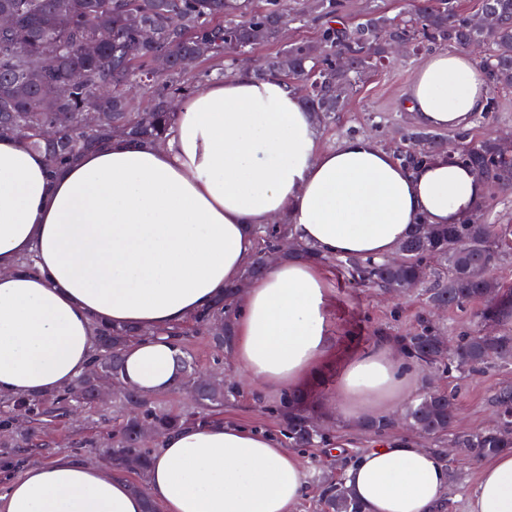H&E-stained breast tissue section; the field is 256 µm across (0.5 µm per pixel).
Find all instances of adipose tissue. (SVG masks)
I'll return each mask as SVG.
<instances>
[{
    "mask_svg": "<svg viewBox=\"0 0 512 512\" xmlns=\"http://www.w3.org/2000/svg\"><path fill=\"white\" fill-rule=\"evenodd\" d=\"M491 82L470 51L421 59L406 105L429 129L467 127ZM161 145L113 138L50 174L44 154L0 138V397L26 399L73 384L94 352L93 326L146 330L125 351L139 391L171 389L179 352L163 328L211 305L255 251L254 224L284 217L324 256L392 255L420 224H459L487 186L435 153L408 166L370 136L331 149L297 89L276 73L238 68L184 101ZM37 272L19 265L28 252ZM332 299L320 265L282 259L238 303L232 354L256 388L317 375L332 349ZM407 376L379 337L350 356L338 408L387 419ZM366 512H440L441 455L396 438L345 473ZM306 492L301 457L273 435L223 419L164 435L147 493L70 456L28 468L0 489V512H291ZM468 512H512V452L481 467Z\"/></svg>",
    "mask_w": 512,
    "mask_h": 512,
    "instance_id": "1",
    "label": "adipose tissue"
}]
</instances>
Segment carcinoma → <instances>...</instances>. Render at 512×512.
<instances>
[{
    "instance_id": "obj_1",
    "label": "carcinoma",
    "mask_w": 512,
    "mask_h": 512,
    "mask_svg": "<svg viewBox=\"0 0 512 512\" xmlns=\"http://www.w3.org/2000/svg\"><path fill=\"white\" fill-rule=\"evenodd\" d=\"M481 6L495 12L496 24H470L460 16L458 0H422L418 8L394 16L374 10L357 22L346 20L343 0H319V41L288 45L261 72L273 69L291 83H303L304 105L319 118L329 120L353 92L362 73L384 66L389 40L402 41L414 51L479 45L484 50L482 66L492 85L511 91L512 0H481ZM3 12L17 18L18 28L0 32V136H15L44 153L49 171L54 172L112 140L116 127L134 144L165 143L173 117L169 100L191 92L180 79V62L224 56L275 41L283 19L298 14V9L288 0H266L262 11L253 10L252 0H0ZM100 35L109 38L100 55H86L82 44ZM51 51L58 53L57 64L39 79L35 76L39 63ZM338 55L348 57L340 67L336 66ZM161 56L169 60V68L158 74L153 62ZM75 70L84 71L87 81L71 85L56 97L44 93L43 84H64ZM134 83L149 91L142 109L127 96L128 87ZM88 111L99 113L93 127L83 123V113ZM45 128L55 129L57 138L44 139ZM430 137L425 131L410 133L408 144L399 150V160L415 165L430 156ZM467 161L485 173L487 184L512 187V159L500 153L495 140L486 138L474 146ZM251 233L258 249L240 277L229 282L210 307L190 317L191 325L179 324L164 333L179 339L206 334L218 348H231L235 333L232 311L242 288L267 273L264 254L284 238L291 239L293 246L283 257L334 263L351 281L395 294L423 283L427 266L435 262L442 272L425 289L430 306L491 298L493 306L483 312L488 322L503 320L499 304L512 297V289L499 287L489 274L502 249L512 244V232L506 227L494 231L477 222L420 224L415 234L400 243L389 262L360 256H322L299 240L286 222L253 224ZM142 335L143 331L134 326L95 324V353L89 373L77 385L55 395L17 402L18 410L37 420L56 419L74 399H91L100 379H111L117 394L128 403H139L142 411L123 420L105 448L116 468L148 476L153 455L139 447L140 429L151 427L161 437L197 414L161 412L124 381L125 348ZM401 348L421 365L449 363L473 371L494 358L512 360V329L479 332L450 347L440 329L425 326L402 337ZM174 384L192 386L199 408L210 417L221 414L224 401L235 394L222 380L195 382L184 350L178 357ZM495 400L500 407L498 421L475 433L454 431L458 407L454 396L444 390L427 392L412 401L402 421L410 430L440 445L448 442L470 460L478 461L512 449V390H500ZM279 414L290 447L311 448L323 439L321 428L306 410L304 393L286 394ZM322 504L324 512H365L342 481L325 484Z\"/></svg>"
}]
</instances>
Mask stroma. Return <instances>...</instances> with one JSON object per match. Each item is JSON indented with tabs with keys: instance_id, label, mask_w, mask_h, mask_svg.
<instances>
[{
	"instance_id": "stroma-1",
	"label": "stroma",
	"mask_w": 512,
	"mask_h": 512,
	"mask_svg": "<svg viewBox=\"0 0 512 512\" xmlns=\"http://www.w3.org/2000/svg\"><path fill=\"white\" fill-rule=\"evenodd\" d=\"M419 61V56L406 54L369 73L335 120L321 123V146L332 148L344 138L358 135L372 136L391 152L403 146L407 134L417 128L405 100ZM490 99L494 104L493 111L475 116L466 128L439 131L438 136L446 142L448 149L457 152L461 147L480 142L490 133L512 130V92L494 91ZM324 273L335 299L331 326L333 353L325 360L320 376L298 383L297 388L307 395L310 407L328 428L330 446L301 449L307 492L291 512H323L319 483L325 476L343 474L365 450L382 443L384 437H401L400 429H391L383 437L365 429L363 422L350 423L334 413L338 379L353 352L374 346L381 336L398 339L413 331L420 320L429 315L422 292L397 300L379 289L345 282L332 267H325ZM484 307L481 300L448 307L439 322L449 342H457L459 336L480 328ZM182 346L192 355L194 371L207 374L220 369L238 382L236 397L224 409L226 420L280 434L275 408L283 395L282 390L253 388L243 380L234 360L228 354L217 352L207 337H187ZM443 382L455 388L458 394V428L474 432L484 428L497 413L495 393L504 387L512 389V363H492L466 376L452 371L445 374ZM116 416L114 401L91 404L71 418L40 425L43 447L19 448L13 442L1 441L0 483L20 476L29 467L65 454L92 465L108 466L109 460L100 448L99 440L114 424Z\"/></svg>"
}]
</instances>
